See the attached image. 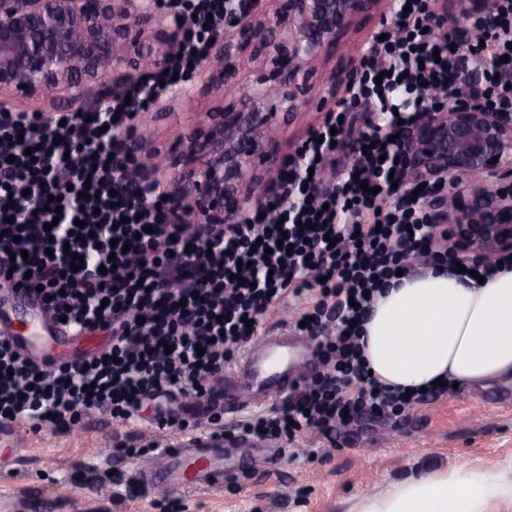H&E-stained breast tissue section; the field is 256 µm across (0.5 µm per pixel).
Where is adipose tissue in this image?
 <instances>
[{"mask_svg": "<svg viewBox=\"0 0 512 512\" xmlns=\"http://www.w3.org/2000/svg\"><path fill=\"white\" fill-rule=\"evenodd\" d=\"M364 336L371 371L391 385H512V268L481 281L444 267L401 277L376 300ZM494 500L512 502V479L462 467L364 498L361 512H486Z\"/></svg>", "mask_w": 512, "mask_h": 512, "instance_id": "adipose-tissue-1", "label": "adipose tissue"}]
</instances>
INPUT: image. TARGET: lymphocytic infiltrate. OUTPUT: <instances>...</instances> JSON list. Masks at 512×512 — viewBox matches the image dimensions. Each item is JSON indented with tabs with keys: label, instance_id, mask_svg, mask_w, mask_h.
I'll return each mask as SVG.
<instances>
[{
	"label": "lymphocytic infiltrate",
	"instance_id": "1",
	"mask_svg": "<svg viewBox=\"0 0 512 512\" xmlns=\"http://www.w3.org/2000/svg\"><path fill=\"white\" fill-rule=\"evenodd\" d=\"M186 74L252 0H176ZM434 0H392L383 37L366 43L359 75L338 109L284 160L261 210L233 230L199 226L196 264L184 247L186 221L163 193L140 187L136 158L121 153L137 110L175 80L129 86L92 121L49 127L0 113V274L33 286L67 326L98 328V354L52 369L22 358L0 338V422L39 431L77 423L91 408L130 421L144 401L173 392L202 398L258 333L262 316L304 295L306 329L323 369L303 378L285 408L252 415L248 436L293 444L304 432H332L365 418L397 421L442 387L407 393L370 376L363 326L374 301L413 263L454 267L459 256L434 244L421 197L398 190L402 151L392 140L436 111L437 90L512 112V0H492L493 24L470 16L445 31ZM363 109L350 161L330 162L343 142L339 119ZM158 225L147 233L146 225ZM82 255L72 271L73 255Z\"/></svg>",
	"mask_w": 512,
	"mask_h": 512
}]
</instances>
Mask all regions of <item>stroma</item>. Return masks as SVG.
<instances>
[{
  "mask_svg": "<svg viewBox=\"0 0 512 512\" xmlns=\"http://www.w3.org/2000/svg\"><path fill=\"white\" fill-rule=\"evenodd\" d=\"M380 27L362 16L338 38L310 77L322 88L330 73L360 64ZM174 430L130 423L92 409L70 428L26 431L23 454L0 466V512H27L49 497L51 512H165L166 499L140 481L157 456L129 457L122 448L167 446ZM512 473V386L451 390L406 411L400 421H363L326 435L307 432L292 449L273 447L260 467L243 470L221 489L178 492L175 512H358L364 496L381 494L412 476L458 466Z\"/></svg>",
  "mask_w": 512,
  "mask_h": 512,
  "instance_id": "obj_1",
  "label": "stroma"
}]
</instances>
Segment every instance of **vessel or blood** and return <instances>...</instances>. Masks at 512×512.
<instances>
[{
  "label": "vessel or blood",
  "mask_w": 512,
  "mask_h": 512,
  "mask_svg": "<svg viewBox=\"0 0 512 512\" xmlns=\"http://www.w3.org/2000/svg\"><path fill=\"white\" fill-rule=\"evenodd\" d=\"M0 336L8 338L24 357L48 363L63 357L75 333L48 317L34 290L1 288ZM313 360L310 339L285 328L266 333L244 351L241 370L225 371V378L235 379L244 388L243 394L225 396V415L233 417L282 399ZM248 443L241 433L233 438L211 433L179 438L163 449L165 467L158 476L175 490L223 487L238 474L234 449ZM22 446L21 431L14 424H0V462L18 457Z\"/></svg>",
  "instance_id": "1"
}]
</instances>
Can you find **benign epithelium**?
Here are the masks:
<instances>
[{"instance_id": "1", "label": "benign epithelium", "mask_w": 512, "mask_h": 512, "mask_svg": "<svg viewBox=\"0 0 512 512\" xmlns=\"http://www.w3.org/2000/svg\"><path fill=\"white\" fill-rule=\"evenodd\" d=\"M389 0H271L270 12L224 22L199 68L207 81L190 100L211 107L190 112L175 145L151 141L152 131L123 136V150L162 159L168 207L202 224L227 230L261 206L269 175L281 167L274 150L279 115L303 114L312 103L307 75L323 49L348 32L370 6L380 15ZM473 12L493 22L491 0H467L460 17L436 2L438 24L455 26ZM173 0H0V112L14 101L46 99L38 114L50 126L62 104L84 119L91 103L106 106L101 87L112 73L144 62L167 69L182 30L174 24ZM171 92L147 125L182 104ZM408 178L428 189L424 208L436 234L462 256L491 261L512 253V113L490 112L445 91V106L428 112L399 142ZM471 178L465 193L431 188Z\"/></svg>"}]
</instances>
